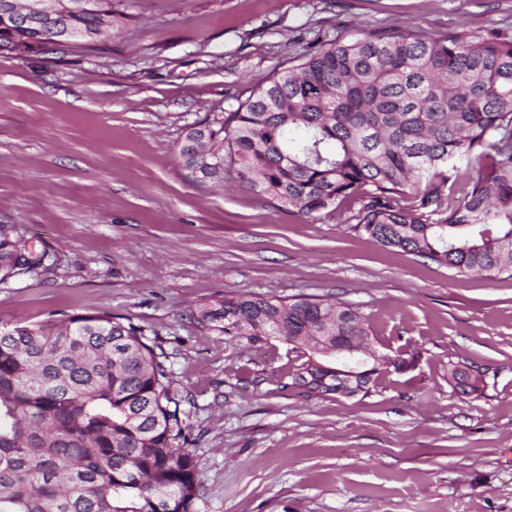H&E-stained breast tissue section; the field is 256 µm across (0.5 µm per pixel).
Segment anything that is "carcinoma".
Instances as JSON below:
<instances>
[{
  "instance_id": "cac0c4a2",
  "label": "carcinoma",
  "mask_w": 512,
  "mask_h": 512,
  "mask_svg": "<svg viewBox=\"0 0 512 512\" xmlns=\"http://www.w3.org/2000/svg\"><path fill=\"white\" fill-rule=\"evenodd\" d=\"M0 0V52L67 45L93 50L131 18L98 0L64 21L19 27ZM238 106L189 128L179 149L195 181L247 188L298 212H350L349 228L457 277L512 278V29L493 34L367 28L295 56ZM462 181L460 196L454 187ZM28 241L0 224V281L41 265ZM197 322L252 345L275 336L309 349L291 386L331 394L336 371L310 336L372 341L359 308L331 298H220ZM161 344L108 313L0 328V512H194L197 462ZM415 358L379 356L380 374ZM464 365L448 367L461 387Z\"/></svg>"
}]
</instances>
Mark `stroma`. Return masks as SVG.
<instances>
[{
    "mask_svg": "<svg viewBox=\"0 0 512 512\" xmlns=\"http://www.w3.org/2000/svg\"><path fill=\"white\" fill-rule=\"evenodd\" d=\"M92 52L0 54V224L36 272L0 281V326L110 313L167 355L199 470L197 512H512V278L454 276L233 182L189 179L194 124L245 100L316 35L512 25V0H128ZM236 294L335 296L413 369L304 398L303 360L201 326ZM487 367L481 392L448 383Z\"/></svg>",
    "mask_w": 512,
    "mask_h": 512,
    "instance_id": "1",
    "label": "stroma"
}]
</instances>
